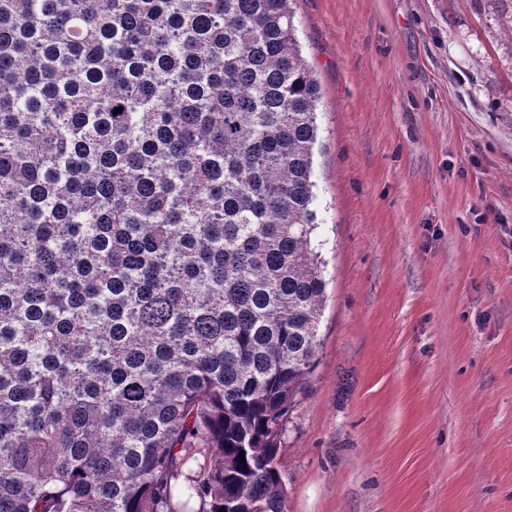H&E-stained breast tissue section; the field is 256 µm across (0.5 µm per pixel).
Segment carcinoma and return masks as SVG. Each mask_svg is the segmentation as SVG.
<instances>
[{
	"label": "carcinoma",
	"mask_w": 512,
	"mask_h": 512,
	"mask_svg": "<svg viewBox=\"0 0 512 512\" xmlns=\"http://www.w3.org/2000/svg\"><path fill=\"white\" fill-rule=\"evenodd\" d=\"M293 2L0 0V512H283L325 297Z\"/></svg>",
	"instance_id": "obj_1"
}]
</instances>
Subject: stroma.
<instances>
[{"mask_svg": "<svg viewBox=\"0 0 512 512\" xmlns=\"http://www.w3.org/2000/svg\"><path fill=\"white\" fill-rule=\"evenodd\" d=\"M325 303L284 512H512V0H295Z\"/></svg>", "mask_w": 512, "mask_h": 512, "instance_id": "1", "label": "stroma"}]
</instances>
